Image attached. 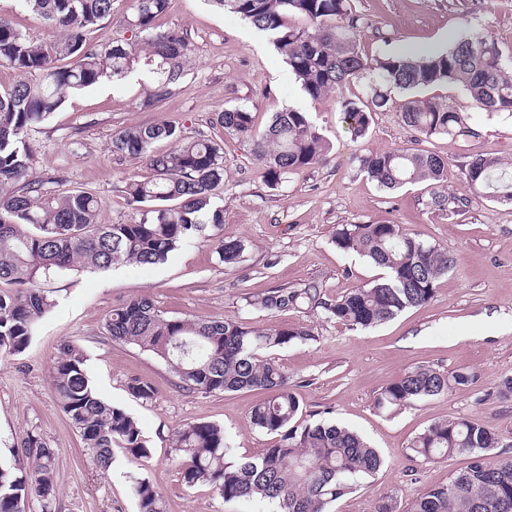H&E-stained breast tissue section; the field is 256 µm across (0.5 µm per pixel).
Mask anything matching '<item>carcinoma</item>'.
Masks as SVG:
<instances>
[{"instance_id":"obj_1","label":"carcinoma","mask_w":512,"mask_h":512,"mask_svg":"<svg viewBox=\"0 0 512 512\" xmlns=\"http://www.w3.org/2000/svg\"><path fill=\"white\" fill-rule=\"evenodd\" d=\"M49 21L62 36L38 43L0 15V67L18 80L0 90V284L14 288L0 293V353L18 355L31 343L38 320L56 301L47 288L67 271L108 270L125 264L157 265L203 230L224 224V209L213 203L224 184L223 148L211 140H188L166 122L137 125L115 134L112 151L145 160L151 175L126 184L127 202L136 217L126 224H98L97 198L66 187L60 177L32 175L33 154L28 129L48 119L68 91L82 90L105 78L119 81L145 55L154 82L143 105L157 107L173 94L185 75L191 51L188 33L159 30L169 0H133L123 26L139 42L117 39L101 48L88 46L85 32L112 16L113 0H21ZM267 33L303 92L317 100L339 91L369 73L379 78L370 100L340 98L338 104L357 136L370 126L372 113L393 103L391 91L405 95L400 116L425 136L466 134L468 127L448 104L422 93L440 85H459L481 109L512 114V75L497 42L488 34L460 38L446 50L426 55L391 51L370 57L363 53L358 32L367 25L352 0H210ZM294 18L303 25L291 23ZM224 131L252 142L253 156L264 181L277 187L286 175L327 160L329 143L308 113L285 108L273 113L259 131L245 107L217 113ZM166 140L170 149L153 154V143ZM359 169L383 189L446 181L448 162L419 149L363 155ZM467 185L512 202V164L477 155L464 166ZM432 203L448 214L464 199L443 194ZM336 245L383 270L373 283L336 301L323 297L309 283L300 288L270 290L257 305L269 311L307 306L353 327L380 325L399 313L429 302L437 280L454 260L399 224H348L336 228ZM244 244L232 237L217 246L219 260L238 264ZM112 340L135 345L162 359L178 386L205 394L261 391L250 423L275 437L255 456L237 457L224 428L210 422L189 423L171 438V462L184 485L206 486L224 501L253 502L272 512H328V506L370 484L382 458L357 433L333 423L295 426L300 402L290 391L288 375L277 361L258 352L309 339L304 327L260 330L235 322H199L169 318L146 297L129 299L112 309L106 322ZM62 412L78 433L82 447L101 470H109L119 448L131 459L148 458L151 448L134 418L104 400L86 369L83 350L64 343L51 370ZM464 371L445 373L419 366L381 390L379 407H406L446 394L473 381ZM137 399L150 400L154 389L138 377L127 382ZM500 436L464 417L431 423L409 444L412 458L424 463L469 454L472 462L453 473L448 483L417 496L402 511L391 495L381 496L375 512H512V458L488 460ZM21 448L30 472L18 475L0 466V512L35 495L47 510L58 491L56 449L28 431ZM131 492L137 512H168L166 501L147 478L134 480Z\"/></svg>"}]
</instances>
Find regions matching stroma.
Segmentation results:
<instances>
[{"label":"stroma","instance_id":"stroma-1","mask_svg":"<svg viewBox=\"0 0 512 512\" xmlns=\"http://www.w3.org/2000/svg\"><path fill=\"white\" fill-rule=\"evenodd\" d=\"M354 6L369 21L360 36L362 50L371 56L443 48L487 31L512 55V0H354ZM0 14L34 41L59 36L21 0H0ZM160 23L187 31L191 41L189 73L173 96L160 107H144L153 75L142 63L121 82L106 79L68 93L62 109L26 137L35 155L34 172L64 176L70 187L94 194L97 223L128 222L134 212L125 199V183L150 171L142 160L114 153L112 138L130 126L165 121L188 139L223 142L224 186L217 203L224 208V224L206 225L164 263L71 272L54 281L57 305L28 348L0 355V464L26 468L20 440L32 431L57 450L56 512H136L130 489L135 476L159 487L168 512H259L245 501L224 502L205 486L186 488L169 462V439L186 424L212 422L223 427L237 455L259 454L272 443L249 421L260 393L184 391L163 360L112 342L105 331L111 310L141 295L172 318L310 329V339L269 352L284 367L303 407L301 423L336 421L358 432L384 458L371 485L337 500L332 512H375L382 495L405 504L447 484L453 472L468 465L469 456L425 464L411 459L408 450L415 436L439 420L466 417L492 428L501 437L496 456L512 458V400L495 393L499 380L512 375V203L470 190L462 173L476 154L512 163V116L487 113L462 87L443 85L433 88V95L459 112L472 135L421 136L391 107L374 113L368 132L357 137L337 97H307L268 37L238 16L215 9L209 0H170ZM235 106L248 107L259 129L282 108L307 112L332 146L327 161L270 188L259 174L250 141L225 134L214 121L216 112ZM409 148L447 159L445 190L466 200L458 214L432 207L428 184L387 192L359 170V156ZM371 222L402 225L453 257V267L437 280L429 303L366 329L319 311L272 312L257 306L258 298L285 284L314 282L325 298L335 300L377 279L374 265L340 250L333 239L337 225ZM228 236L245 245L243 261L231 267L220 263L216 252L218 239ZM65 342L85 352L100 395L137 421L150 458L117 454L106 473L90 462L52 386L51 364ZM420 365L447 373L468 370L476 378L411 407H376L384 387ZM132 377L150 383L154 398L132 397L126 387Z\"/></svg>","mask_w":512,"mask_h":512}]
</instances>
